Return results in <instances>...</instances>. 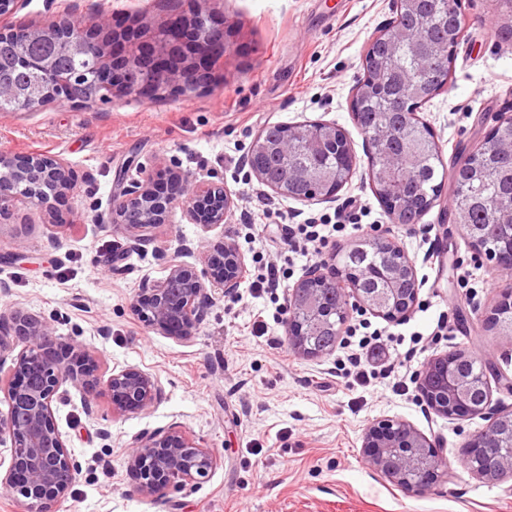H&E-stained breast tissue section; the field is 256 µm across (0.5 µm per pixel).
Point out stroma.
<instances>
[{
	"instance_id": "1",
	"label": "stroma",
	"mask_w": 512,
	"mask_h": 512,
	"mask_svg": "<svg viewBox=\"0 0 512 512\" xmlns=\"http://www.w3.org/2000/svg\"><path fill=\"white\" fill-rule=\"evenodd\" d=\"M188 15L209 12L222 24L229 50L206 87L168 90L151 101L54 103L0 112V153L64 158L72 189L46 223L19 205L0 217V304L53 319L58 336L95 348L102 373L137 368L163 389L161 401L132 415H113L98 392L96 417L82 391L54 404L55 418L77 464L70 493L56 512H512V476L487 480L463 462L464 444L488 415L451 419L422 398L395 392L410 369L462 350L493 364L492 404L512 409V348L484 320L512 276L476 259L451 216L452 181L418 223H391L373 192L365 140L351 115L371 37L391 22L392 0H181ZM466 31L445 90L419 113L433 129L446 167L483 138L499 115H512V41H502L493 0H461ZM108 19L115 30L142 18L166 20L165 0H24L3 23H43L64 15ZM330 121L351 138L361 163L332 202H303L273 193L244 160L255 135L275 124ZM162 160L199 180L223 182L235 205L223 223L191 224L174 211L146 250L107 218L114 200L143 167ZM362 212V227L329 246L340 255L360 238L385 234L404 249L421 283L402 333L423 334L413 363H396L389 378L346 388L331 357L306 358L290 346L285 325L251 333L266 305L242 282L239 302L217 297L194 338L181 342L148 327L132 302L145 281L171 264L200 265L201 254L235 244L244 259L263 250L236 235L239 224L277 225L285 215ZM191 246V253L179 250ZM111 260L97 264L98 255ZM449 335L434 336L439 314ZM383 417L411 423L448 459V480L422 492L391 484L361 458L365 428ZM172 426L200 438L216 458L209 480L152 495L135 492L130 452L136 435Z\"/></svg>"
}]
</instances>
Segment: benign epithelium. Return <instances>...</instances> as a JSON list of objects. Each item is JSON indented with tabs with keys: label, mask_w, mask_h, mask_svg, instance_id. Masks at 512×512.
Listing matches in <instances>:
<instances>
[{
	"label": "benign epithelium",
	"mask_w": 512,
	"mask_h": 512,
	"mask_svg": "<svg viewBox=\"0 0 512 512\" xmlns=\"http://www.w3.org/2000/svg\"><path fill=\"white\" fill-rule=\"evenodd\" d=\"M46 31L70 34L69 48L85 54L96 47L108 61L101 72L102 97L116 92L134 91L142 100H151L163 87L198 86L208 79L214 60L228 49L224 29L215 26L210 14L197 11L182 16L178 22L143 26L132 35H101L92 24L74 32L67 22H52ZM375 37L391 47L413 45L419 33L394 22L379 30ZM429 68L422 67L403 77L410 97L429 100L447 87L428 86ZM395 138L390 125H379L365 136L368 148L381 147ZM328 145L337 148L333 165L308 168L293 161L299 148L316 152ZM496 149L512 156V139L503 141L492 127L473 151ZM276 154L287 165L276 183L266 179L264 161ZM250 168L258 182L272 192L301 201H330L350 181L359 158L345 130L334 123L310 122L288 127V135L271 142L264 132L255 136L249 155ZM165 176L160 184L154 174L135 183L114 207L110 223L133 232V247L145 249L154 241L151 230L167 223L169 213L179 209L191 224H222L234 201L224 185L187 177L179 171L158 166ZM72 171L61 157L46 153L22 156L0 154V214L21 202L39 209L52 220L58 212L50 202L71 190ZM370 185L385 205L391 223H404L403 214L411 208L409 176L403 172L398 156L381 154L380 162L370 167ZM456 224L464 231L479 257L494 264L505 274L512 273V224H498L501 245L483 252L484 228L470 224L462 209L454 210ZM360 251L368 249L391 253L394 261L375 270L383 287L374 291L359 287L348 270L315 265L288 294L287 333L290 346L306 357H322L334 347L314 349L309 339L323 327L325 303L311 285L331 279L342 296L343 317L350 307L362 308L386 320L407 316L417 300L419 283L413 261L390 237L374 235L353 244ZM248 268L236 247L219 245L204 255V267L176 262L161 280L139 290L134 309L139 318L164 335L178 341L191 340L205 320L213 303L206 282L226 295L237 293ZM491 326L512 323V286L504 289L498 304L487 316ZM474 357L449 351L431 359L418 379V389L427 406L449 418L475 416L491 406V387L487 376H472L462 364ZM10 363L5 385H0L8 402V411L0 417V446L9 451V462L0 475V487L8 491L24 512H54L66 497L76 478V463L58 429L53 403L61 387L69 385L88 392L101 381L97 352L83 344L64 341L55 334L53 324L15 306L0 308V368ZM112 412L137 414L161 396L158 382L137 368L112 373L106 380ZM500 422L499 432H480L465 443V463L480 478H491L477 462L492 448L509 449L497 476H512V410L492 417ZM362 458L369 469L382 474L397 486L411 491L425 490L447 476L446 461L434 445L413 425L401 419H381L369 425L363 435ZM130 466L137 473V490L155 493L169 484L208 481L214 457L200 440L187 431L172 427L166 431L143 432L133 443Z\"/></svg>",
	"instance_id": "7a95c632"
}]
</instances>
